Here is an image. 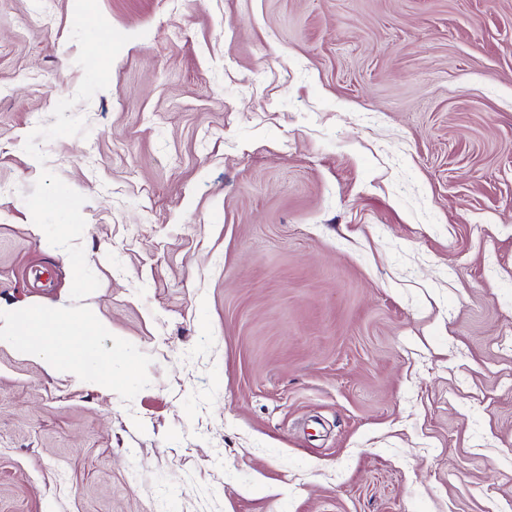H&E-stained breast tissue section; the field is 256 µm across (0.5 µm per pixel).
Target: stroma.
<instances>
[{
    "label": "stroma",
    "instance_id": "obj_1",
    "mask_svg": "<svg viewBox=\"0 0 512 512\" xmlns=\"http://www.w3.org/2000/svg\"><path fill=\"white\" fill-rule=\"evenodd\" d=\"M0 0V512H512V0ZM112 333V325L88 311L55 306L0 307V344H8L42 362L50 371L82 381L112 382V367H98L96 338ZM74 336H77L76 338Z\"/></svg>",
    "mask_w": 512,
    "mask_h": 512
}]
</instances>
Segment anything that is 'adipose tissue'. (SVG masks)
<instances>
[{
	"label": "adipose tissue",
	"mask_w": 512,
	"mask_h": 512,
	"mask_svg": "<svg viewBox=\"0 0 512 512\" xmlns=\"http://www.w3.org/2000/svg\"><path fill=\"white\" fill-rule=\"evenodd\" d=\"M112 333L110 323L90 312L55 306L37 309L25 305L0 307V344L10 345L42 362L50 371L76 380L101 384L112 381L111 371L98 366L96 339Z\"/></svg>",
	"instance_id": "ef3b65f1"
}]
</instances>
